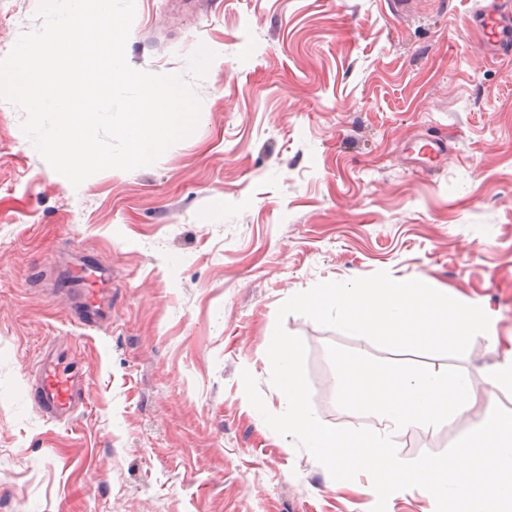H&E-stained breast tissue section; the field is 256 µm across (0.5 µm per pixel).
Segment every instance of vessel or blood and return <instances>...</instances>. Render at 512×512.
Listing matches in <instances>:
<instances>
[{"mask_svg": "<svg viewBox=\"0 0 512 512\" xmlns=\"http://www.w3.org/2000/svg\"><path fill=\"white\" fill-rule=\"evenodd\" d=\"M470 21L479 33L478 50L484 57L493 60L512 55V0H490L474 11ZM108 281L104 270L89 267L72 284L71 306L76 324L95 329L111 317V309L102 303L103 287ZM32 398L43 413L55 420L70 418L84 402L69 366L48 354L40 361Z\"/></svg>", "mask_w": 512, "mask_h": 512, "instance_id": "1", "label": "vessel or blood"}]
</instances>
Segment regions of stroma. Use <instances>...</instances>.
Instances as JSON below:
<instances>
[{
    "instance_id": "obj_1",
    "label": "stroma",
    "mask_w": 512,
    "mask_h": 512,
    "mask_svg": "<svg viewBox=\"0 0 512 512\" xmlns=\"http://www.w3.org/2000/svg\"><path fill=\"white\" fill-rule=\"evenodd\" d=\"M41 0H0V58L40 26ZM484 0H135L129 65L181 73L196 130L154 164L72 186L0 99V512H371L368 478L336 481L247 404L271 413L267 349L279 306L324 281L384 271L479 304L490 336L450 358L381 349L286 316L307 349L326 425L375 428L338 406L335 344L456 367L485 386L512 343V57L482 59ZM436 140V171L415 159ZM112 276L111 322L84 330L78 264ZM67 351L86 404L69 422L31 396L47 350ZM483 408L394 441L440 454Z\"/></svg>"
}]
</instances>
